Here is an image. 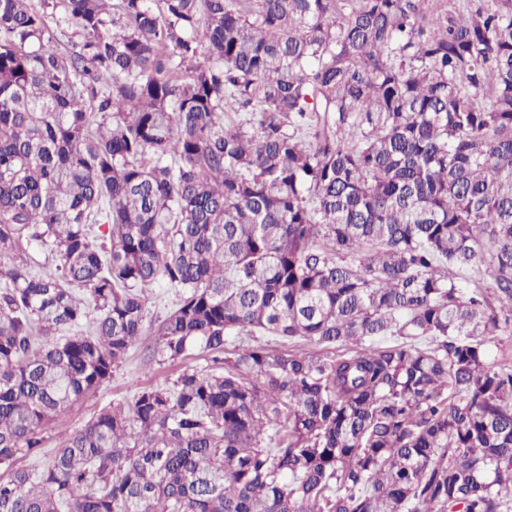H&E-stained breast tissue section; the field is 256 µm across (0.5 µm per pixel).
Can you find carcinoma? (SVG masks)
Segmentation results:
<instances>
[{"instance_id": "carcinoma-1", "label": "carcinoma", "mask_w": 512, "mask_h": 512, "mask_svg": "<svg viewBox=\"0 0 512 512\" xmlns=\"http://www.w3.org/2000/svg\"><path fill=\"white\" fill-rule=\"evenodd\" d=\"M431 2L0 0V512H512V0ZM160 280L212 371L14 468ZM59 17V13L56 12L53 15V18L50 17L48 24L53 35L58 39L61 48L71 50L73 43H78L81 41V36L77 32L78 30L74 26H68L60 22L58 25L57 19Z\"/></svg>"}]
</instances>
